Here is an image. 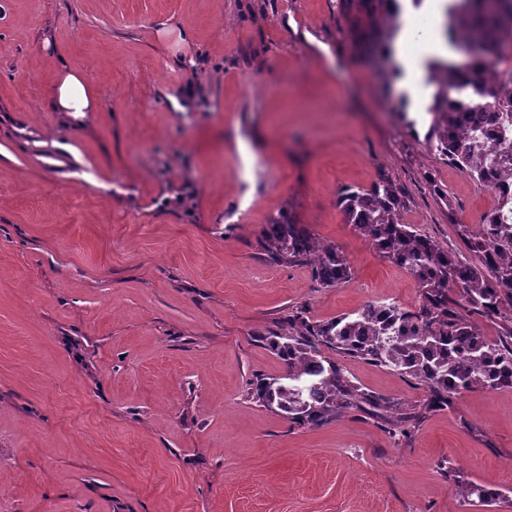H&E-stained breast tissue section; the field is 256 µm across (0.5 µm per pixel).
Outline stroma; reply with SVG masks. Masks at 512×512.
Returning a JSON list of instances; mask_svg holds the SVG:
<instances>
[{"label": "stroma", "instance_id": "35a3bbf8", "mask_svg": "<svg viewBox=\"0 0 512 512\" xmlns=\"http://www.w3.org/2000/svg\"><path fill=\"white\" fill-rule=\"evenodd\" d=\"M94 111L47 108L60 64ZM418 103L360 55L341 0H0V512H512V388L475 389L407 437L351 411L311 427L254 402L258 338L416 281L346 224L385 177L405 223L464 253L493 192L427 140ZM288 216L352 277L276 265ZM405 409L422 385L342 357ZM503 497L475 507L459 485Z\"/></svg>", "mask_w": 512, "mask_h": 512}]
</instances>
